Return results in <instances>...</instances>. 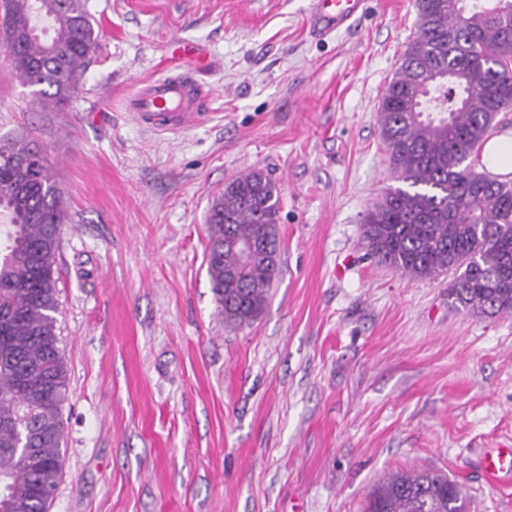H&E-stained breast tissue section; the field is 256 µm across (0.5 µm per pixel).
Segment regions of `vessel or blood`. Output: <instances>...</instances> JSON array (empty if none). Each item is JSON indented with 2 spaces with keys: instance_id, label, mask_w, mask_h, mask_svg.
Returning a JSON list of instances; mask_svg holds the SVG:
<instances>
[{
  "instance_id": "1",
  "label": "vessel or blood",
  "mask_w": 512,
  "mask_h": 512,
  "mask_svg": "<svg viewBox=\"0 0 512 512\" xmlns=\"http://www.w3.org/2000/svg\"><path fill=\"white\" fill-rule=\"evenodd\" d=\"M367 4L368 0H314L310 24L321 34L343 29L366 10ZM199 56L194 45L179 39L170 40L154 77L140 83L128 98V110L159 131L181 129L202 119V91L186 77V69L181 64L183 58ZM483 467L496 478L512 474V448L487 453Z\"/></svg>"
}]
</instances>
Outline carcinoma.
Here are the masks:
<instances>
[{
	"instance_id": "carcinoma-1",
	"label": "carcinoma",
	"mask_w": 512,
	"mask_h": 512,
	"mask_svg": "<svg viewBox=\"0 0 512 512\" xmlns=\"http://www.w3.org/2000/svg\"><path fill=\"white\" fill-rule=\"evenodd\" d=\"M0 38L16 73L45 100L71 101L99 31L82 0H8ZM417 33L383 95L378 121L399 187L363 217L362 242L412 278L452 276L448 303L512 313V180L475 171L496 117L512 110V0H416ZM45 159L21 139L0 142V512H48L62 479L68 371L56 334L53 258L67 214ZM278 187L252 168L207 216V273L224 324L266 308L279 257ZM261 240L243 261L225 240ZM365 512H467L444 474L396 471Z\"/></svg>"
}]
</instances>
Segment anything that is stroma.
I'll use <instances>...</instances> for the list:
<instances>
[{"instance_id":"1","label":"stroma","mask_w":512,"mask_h":512,"mask_svg":"<svg viewBox=\"0 0 512 512\" xmlns=\"http://www.w3.org/2000/svg\"><path fill=\"white\" fill-rule=\"evenodd\" d=\"M98 46L43 103L0 45V139L38 150L70 221L54 263L68 369L49 512H361L388 473H448L470 512H512L486 453L512 448V314L448 304L362 246L394 186L378 109L414 0H369L313 35V0H82ZM209 59L204 119L159 132L126 109L163 45ZM260 168L279 192L280 273L231 329L205 216Z\"/></svg>"}]
</instances>
